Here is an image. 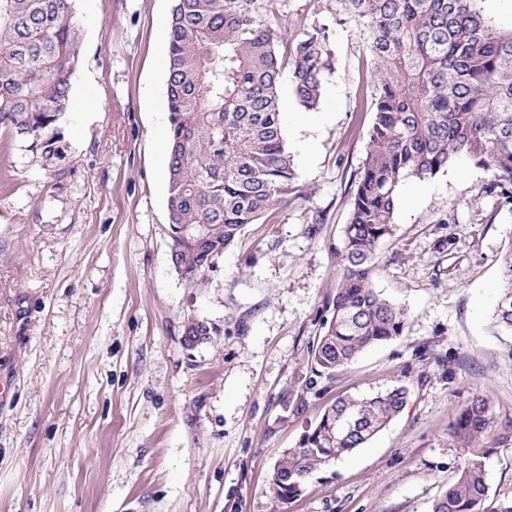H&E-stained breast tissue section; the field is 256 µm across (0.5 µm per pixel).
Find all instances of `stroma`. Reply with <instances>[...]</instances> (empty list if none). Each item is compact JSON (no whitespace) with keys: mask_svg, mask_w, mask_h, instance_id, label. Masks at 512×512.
Wrapping results in <instances>:
<instances>
[{"mask_svg":"<svg viewBox=\"0 0 512 512\" xmlns=\"http://www.w3.org/2000/svg\"><path fill=\"white\" fill-rule=\"evenodd\" d=\"M342 3L279 0L281 42L324 29L334 62L316 109L280 88L299 192L188 279L166 211L173 0H78L63 158L0 127V512H432L459 412L483 395L512 422V338L493 327L512 204L471 162L399 189L373 282L406 307L402 335L313 372L372 120L366 33ZM191 319L211 329L194 347ZM392 384L403 412L278 501L280 452L337 398ZM494 446L491 505L512 498V437Z\"/></svg>","mask_w":512,"mask_h":512,"instance_id":"1","label":"stroma"}]
</instances>
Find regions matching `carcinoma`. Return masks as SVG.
I'll list each match as a JSON object with an SVG mask.
<instances>
[{"instance_id":"obj_1","label":"carcinoma","mask_w":512,"mask_h":512,"mask_svg":"<svg viewBox=\"0 0 512 512\" xmlns=\"http://www.w3.org/2000/svg\"><path fill=\"white\" fill-rule=\"evenodd\" d=\"M76 0H0V126L51 158L61 153L80 58ZM486 0H344L366 29L374 119L351 185L332 316L315 351L331 380L366 350L402 334L407 309L374 287V258L394 236L398 188L462 160L490 174L487 192L512 201V29ZM277 0H174L168 26L167 211L182 234L177 271L194 279L243 228L298 191L279 103L283 73L297 104L315 109L333 65L319 29L279 48ZM496 309L512 336V250ZM394 385L336 400L271 474L275 497L299 495L313 475L367 444L406 404ZM488 399L450 425L462 462L432 512H485L484 459L495 450Z\"/></svg>"}]
</instances>
